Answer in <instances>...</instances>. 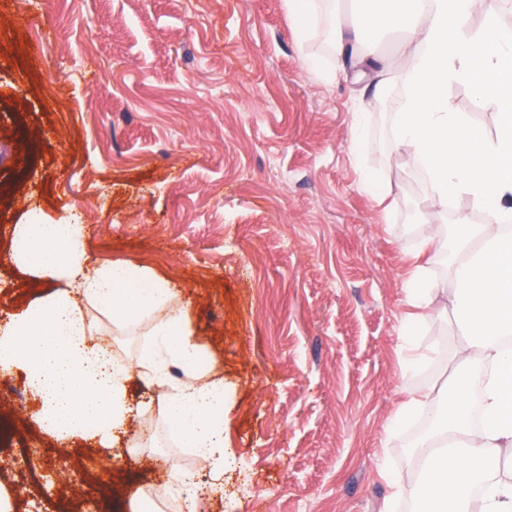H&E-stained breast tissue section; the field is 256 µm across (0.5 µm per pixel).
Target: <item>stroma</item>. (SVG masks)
<instances>
[{
  "mask_svg": "<svg viewBox=\"0 0 512 512\" xmlns=\"http://www.w3.org/2000/svg\"><path fill=\"white\" fill-rule=\"evenodd\" d=\"M43 43L32 56V41ZM353 64L338 66L329 21L298 35L287 0H0V252L33 211L85 226L90 265L122 264L169 282L208 364L224 377V495L198 512H385L391 479L421 467L409 396L444 388L464 346L450 310L445 248L423 238L457 212L392 149L393 80L361 106ZM455 111L494 133L497 106L454 83ZM366 137L351 145L358 110ZM384 182L377 202L364 176ZM424 266L434 288L411 340L405 285ZM44 291L0 265V317ZM100 325L135 358L151 324ZM430 353L403 373L406 344ZM24 411L0 402V486L12 512H123L198 458L168 428L170 387L132 380V413L107 453L50 440L22 373ZM149 423L148 442L131 432ZM79 458L61 475L62 453Z\"/></svg>",
  "mask_w": 512,
  "mask_h": 512,
  "instance_id": "35a3bbf8",
  "label": "stroma"
}]
</instances>
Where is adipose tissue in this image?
Here are the masks:
<instances>
[{"label": "adipose tissue", "mask_w": 512, "mask_h": 512, "mask_svg": "<svg viewBox=\"0 0 512 512\" xmlns=\"http://www.w3.org/2000/svg\"><path fill=\"white\" fill-rule=\"evenodd\" d=\"M382 2L379 11L357 13L348 33H334L336 59L358 60L379 27L405 37L410 50L400 65L405 94L395 105L393 148L427 172L440 202L464 193L486 216L482 224L463 214L455 219L463 257L453 265V306L469 331L459 358L468 375L448 387L444 411L432 416L433 431L414 444L426 475L411 491L395 486L394 495L410 493L433 512H470L469 488L480 478V512H512V482L488 467L493 453L512 447V350L497 342L512 335V34L472 25L478 12L494 24L499 0ZM452 83L471 84L475 103L495 101L494 134L455 112ZM0 262L65 282L0 326V375L26 376L41 400L46 435L110 448L131 411V375L164 385L174 361L186 366L187 379L167 399L166 421L203 461L211 485L223 486L224 380L196 364L200 345L173 289L157 280L141 293L124 267L90 266L83 225L66 219L14 225L12 248ZM97 311L127 327L151 318L152 343L133 362L113 355L96 340Z\"/></svg>", "instance_id": "obj_1"}]
</instances>
